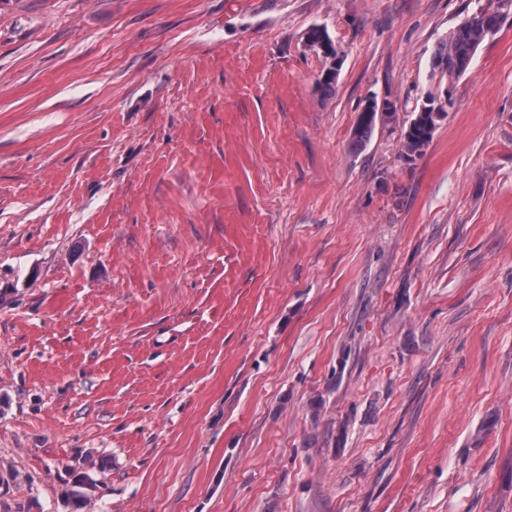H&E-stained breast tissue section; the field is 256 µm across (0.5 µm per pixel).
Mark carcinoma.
Returning <instances> with one entry per match:
<instances>
[{
  "mask_svg": "<svg viewBox=\"0 0 512 512\" xmlns=\"http://www.w3.org/2000/svg\"><path fill=\"white\" fill-rule=\"evenodd\" d=\"M512 6V0H497L496 6L480 8L464 17L448 34L442 38L434 51L432 58L431 77L439 78L438 85L454 84L469 68L479 46L485 39L497 32L503 20V9ZM338 69L326 64L322 77L317 80L318 91L325 97L336 92ZM441 94H428L422 103L415 107L403 126V156L408 161L421 157L432 142L440 122L447 116L445 112L435 109V100ZM394 118L390 113L378 115L375 109L364 110L353 133V145L363 147L370 139L377 123L389 122ZM95 468V462L84 461L73 488L65 492L72 512H83L88 504L87 489L93 484L90 471Z\"/></svg>",
  "mask_w": 512,
  "mask_h": 512,
  "instance_id": "cac0c4a2",
  "label": "carcinoma"
}]
</instances>
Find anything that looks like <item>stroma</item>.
Instances as JSON below:
<instances>
[{
  "label": "stroma",
  "mask_w": 512,
  "mask_h": 512,
  "mask_svg": "<svg viewBox=\"0 0 512 512\" xmlns=\"http://www.w3.org/2000/svg\"><path fill=\"white\" fill-rule=\"evenodd\" d=\"M487 4L0 0V512H512V11L401 155ZM497 6L480 8L467 14L448 34L442 38L434 51L430 76L438 75V91L429 93L420 105H416L403 126V156L407 161L421 157L432 142L436 129L448 112H437L435 100L443 111H448V88L469 68L479 46L497 32L503 20V9L512 6L511 0H498ZM448 83V85H446ZM446 85L442 88V85ZM375 101L376 100H369L365 104L364 109L368 106L375 108ZM373 108L365 109L359 117V121L353 133V145L356 148H361L367 143L377 125V122H382L383 124H385V122H390L394 118V114H396V112H392L388 115H382L379 117V112ZM95 465V461L86 459L82 467L84 471L79 472V476L75 480L73 488L65 492V498L68 501V505L72 506V512H83V509H85L88 504L89 499L85 490H88L93 484L90 471L95 468Z\"/></svg>",
  "instance_id": "1"
}]
</instances>
